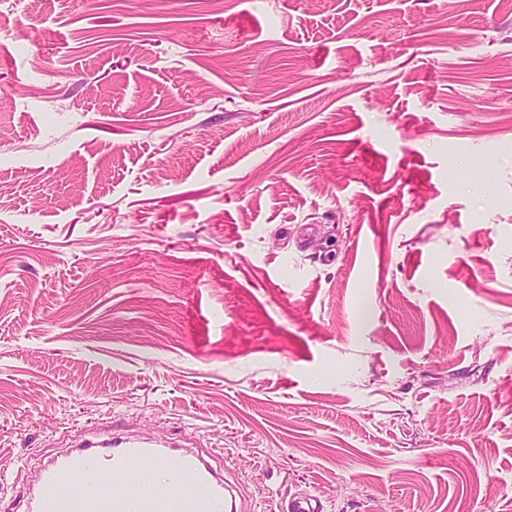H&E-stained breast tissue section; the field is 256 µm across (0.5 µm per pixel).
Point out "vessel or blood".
Wrapping results in <instances>:
<instances>
[{
    "instance_id": "b4317fda",
    "label": "vessel or blood",
    "mask_w": 512,
    "mask_h": 512,
    "mask_svg": "<svg viewBox=\"0 0 512 512\" xmlns=\"http://www.w3.org/2000/svg\"><path fill=\"white\" fill-rule=\"evenodd\" d=\"M192 477L207 492L206 507L182 487ZM154 484L139 512H232L236 490L199 453L168 439L122 433L76 444L48 461L29 493V512H128L140 482Z\"/></svg>"
}]
</instances>
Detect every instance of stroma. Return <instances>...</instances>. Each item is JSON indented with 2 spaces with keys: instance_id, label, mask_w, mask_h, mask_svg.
I'll list each match as a JSON object with an SVG mask.
<instances>
[{
  "instance_id": "stroma-1",
  "label": "stroma",
  "mask_w": 512,
  "mask_h": 512,
  "mask_svg": "<svg viewBox=\"0 0 512 512\" xmlns=\"http://www.w3.org/2000/svg\"><path fill=\"white\" fill-rule=\"evenodd\" d=\"M108 422L512 512V0H0V512Z\"/></svg>"
}]
</instances>
